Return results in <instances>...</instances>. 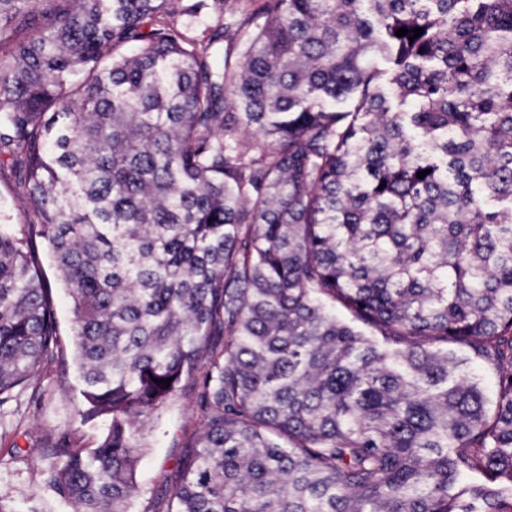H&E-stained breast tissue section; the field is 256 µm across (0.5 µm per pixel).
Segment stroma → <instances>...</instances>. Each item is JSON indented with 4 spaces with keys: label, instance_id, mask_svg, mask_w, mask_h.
<instances>
[{
    "label": "stroma",
    "instance_id": "1",
    "mask_svg": "<svg viewBox=\"0 0 512 512\" xmlns=\"http://www.w3.org/2000/svg\"><path fill=\"white\" fill-rule=\"evenodd\" d=\"M251 0H225L223 14L206 9L199 16L176 15L175 23L191 38L206 43L217 17L243 20L252 11ZM22 172L12 154L0 155V222L15 236H24L33 223L21 201ZM39 258L52 288V300L63 345L62 355L47 357L32 387L18 392L0 406V501L14 512H74L45 483L43 472L52 465L53 446L64 434L79 437L83 446L95 447L104 425L81 423V403L71 301L49 256L39 244ZM202 415L192 384H183L154 418L142 459L139 493L133 512H168L174 488L180 481V463L196 444Z\"/></svg>",
    "mask_w": 512,
    "mask_h": 512
}]
</instances>
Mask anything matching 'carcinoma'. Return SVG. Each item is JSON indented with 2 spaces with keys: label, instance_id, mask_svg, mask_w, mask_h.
<instances>
[{
  "label": "carcinoma",
  "instance_id": "obj_1",
  "mask_svg": "<svg viewBox=\"0 0 512 512\" xmlns=\"http://www.w3.org/2000/svg\"><path fill=\"white\" fill-rule=\"evenodd\" d=\"M31 2L0 0V153L106 423L57 494L129 512L190 380L169 512H512V0H261L234 61L157 20L204 0ZM59 346L0 224V405Z\"/></svg>",
  "mask_w": 512,
  "mask_h": 512
}]
</instances>
